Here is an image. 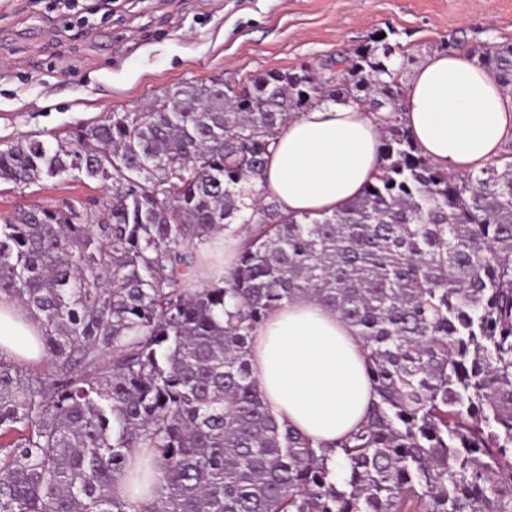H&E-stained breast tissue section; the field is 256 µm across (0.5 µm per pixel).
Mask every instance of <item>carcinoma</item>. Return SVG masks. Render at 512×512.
I'll list each match as a JSON object with an SVG mask.
<instances>
[{"label":"carcinoma","mask_w":512,"mask_h":512,"mask_svg":"<svg viewBox=\"0 0 512 512\" xmlns=\"http://www.w3.org/2000/svg\"><path fill=\"white\" fill-rule=\"evenodd\" d=\"M392 34L0 147V181L111 182L99 223L65 202L0 224V300L42 330L39 362L0 355V512H512V153L454 175L393 118L380 173L332 214L261 189L300 113L398 111L412 58ZM468 52L512 88L511 42ZM299 293L367 350L376 399L334 454L276 422L249 360ZM144 448L160 477L132 500L117 485Z\"/></svg>","instance_id":"cac0c4a2"}]
</instances>
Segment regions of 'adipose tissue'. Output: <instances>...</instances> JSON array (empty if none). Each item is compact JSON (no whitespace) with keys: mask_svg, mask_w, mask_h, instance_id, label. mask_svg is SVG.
I'll use <instances>...</instances> for the list:
<instances>
[{"mask_svg":"<svg viewBox=\"0 0 512 512\" xmlns=\"http://www.w3.org/2000/svg\"><path fill=\"white\" fill-rule=\"evenodd\" d=\"M397 117L425 157L460 176L512 143V95L462 51L434 54L416 69ZM384 118L328 104L288 121L271 147L266 191L288 214L340 209L380 171ZM40 334L23 308L0 301V354L38 361ZM250 362L275 419L319 443L333 444L360 425L374 399L361 337L306 295L268 313Z\"/></svg>","mask_w":512,"mask_h":512,"instance_id":"adipose-tissue-1","label":"adipose tissue"}]
</instances>
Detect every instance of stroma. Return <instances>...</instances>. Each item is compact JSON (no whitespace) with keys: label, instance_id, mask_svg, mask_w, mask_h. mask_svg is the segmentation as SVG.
<instances>
[{"label":"stroma","instance_id":"obj_1","mask_svg":"<svg viewBox=\"0 0 512 512\" xmlns=\"http://www.w3.org/2000/svg\"><path fill=\"white\" fill-rule=\"evenodd\" d=\"M395 30L415 63L448 35L512 41V0H111L81 25L48 0H0V141H67L80 123L133 112L215 78L318 66ZM110 185L0 182V220L29 204L103 201Z\"/></svg>","mask_w":512,"mask_h":512}]
</instances>
